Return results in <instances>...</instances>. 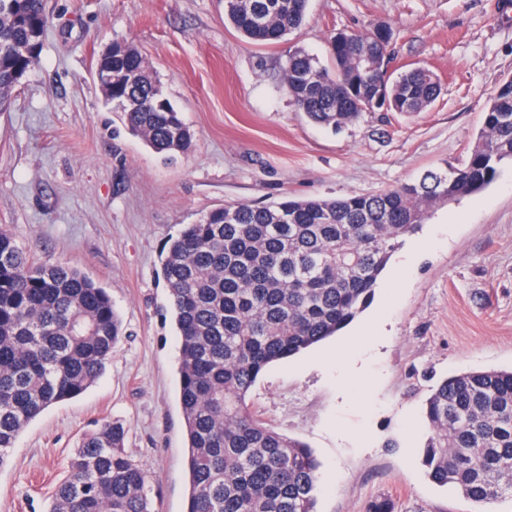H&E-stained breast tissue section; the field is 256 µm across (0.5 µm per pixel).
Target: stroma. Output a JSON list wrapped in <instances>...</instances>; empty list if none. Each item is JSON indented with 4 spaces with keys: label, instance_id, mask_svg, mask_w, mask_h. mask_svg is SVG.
Instances as JSON below:
<instances>
[{
    "label": "stroma",
    "instance_id": "1",
    "mask_svg": "<svg viewBox=\"0 0 512 512\" xmlns=\"http://www.w3.org/2000/svg\"><path fill=\"white\" fill-rule=\"evenodd\" d=\"M37 65L0 116V227L42 262L107 288L123 323L103 374L50 406L0 467V512H46L83 434L129 429L153 512H186L188 448L179 340L161 251L180 225L229 203L281 195L379 193L467 158L487 100L512 78V0H310L304 27L275 47L224 21V0H44ZM387 29L394 66L441 79L428 110L371 112L334 132L297 112L282 81L288 52L329 64L333 30ZM135 48L194 132L161 160L105 106L102 50ZM427 250L418 244L426 238ZM378 339L342 349L369 321ZM512 369V164L475 195L435 208L406 236L372 303L336 336L265 372L248 405L321 463L317 512H472L422 464L424 404L445 378Z\"/></svg>",
    "mask_w": 512,
    "mask_h": 512
}]
</instances>
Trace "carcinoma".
Segmentation results:
<instances>
[{
    "instance_id": "obj_1",
    "label": "carcinoma",
    "mask_w": 512,
    "mask_h": 512,
    "mask_svg": "<svg viewBox=\"0 0 512 512\" xmlns=\"http://www.w3.org/2000/svg\"><path fill=\"white\" fill-rule=\"evenodd\" d=\"M309 0H224L228 23L258 45L303 25ZM48 24L43 0H0V112L13 75L38 63ZM331 64L288 52L282 76L296 109L336 131L367 112H423L441 94L424 66L386 76L384 30L331 35ZM99 82L130 133L171 158L194 134L142 55L112 43ZM512 162V79L489 98L468 158L376 194L284 197L235 203L184 224L163 247L180 350V402L189 457L187 512H316L319 463L302 441L259 422L247 398L272 365L335 335L373 300L404 236L438 204L481 191ZM122 322L106 288L79 270L40 262L0 229V465L48 407L84 392L102 374ZM428 476L479 510L512 499V370L452 376L425 402ZM106 422L82 439L48 512H152L145 475Z\"/></svg>"
}]
</instances>
